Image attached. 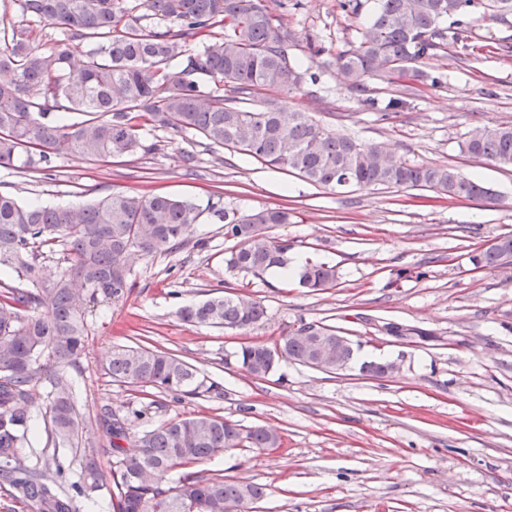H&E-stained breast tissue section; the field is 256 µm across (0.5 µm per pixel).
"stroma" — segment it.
Listing matches in <instances>:
<instances>
[{"label": "stroma", "instance_id": "stroma-1", "mask_svg": "<svg viewBox=\"0 0 512 512\" xmlns=\"http://www.w3.org/2000/svg\"><path fill=\"white\" fill-rule=\"evenodd\" d=\"M342 0H264L288 32V58L317 73L284 96L355 141L382 143L415 164L452 166L474 176L491 198L448 200L427 189L352 187L336 193L252 157L213 148L199 135L146 127L154 153L92 163L66 153L47 170L0 167V192L23 202L76 205L111 193L186 197L240 214L292 210L267 235L293 254L335 266V287L284 286L274 273L235 279L224 255L239 247L223 224L202 214L181 247L133 259L132 286L118 300L88 308L83 355L67 373L78 391V445L58 449L74 481L83 449L95 448L102 473L114 462L97 415L110 407L136 434L195 415H222L275 431L272 452L233 448L193 465L200 475L263 485L251 512H512V273L475 267V248L512 235V168L460 150L476 125L512 124V14L466 17L444 52L423 59L441 86L377 77L357 90L334 59L357 41L376 0L353 14ZM402 96L398 114L383 118ZM194 167H186L185 154ZM262 302L264 321L248 330L191 326L177 314L217 289ZM303 323L334 327L359 342L358 363L397 361L386 378L356 367L329 374L279 361L260 378L235 357L246 343L271 341ZM156 346L182 356L224 387L223 397L179 400L115 382L104 366L114 346ZM50 385L37 384L22 453L36 461L51 432ZM149 407L148 417L135 409Z\"/></svg>", "mask_w": 512, "mask_h": 512}]
</instances>
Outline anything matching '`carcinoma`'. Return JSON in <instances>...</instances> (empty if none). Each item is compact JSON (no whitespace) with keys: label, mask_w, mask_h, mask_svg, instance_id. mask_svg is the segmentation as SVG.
<instances>
[{"label":"carcinoma","mask_w":512,"mask_h":512,"mask_svg":"<svg viewBox=\"0 0 512 512\" xmlns=\"http://www.w3.org/2000/svg\"><path fill=\"white\" fill-rule=\"evenodd\" d=\"M21 15L64 30L49 50L35 45L31 26L0 19V167L19 161L29 169L49 168L63 153L105 162L156 145L142 134L147 124L192 130L222 149L244 153L277 170L296 172L330 190L353 186L422 188L450 199L491 196L482 183L451 166L413 164L383 144L362 145L320 124L308 112H286L267 94H292L304 74L288 62V31L262 0H147L139 13L133 0H15ZM355 45L336 56L349 84L379 76L393 83L394 68L412 69L445 49L449 21L459 26L478 9L512 13V0H377ZM95 46L79 68L69 62L81 41ZM197 41L201 48H190ZM80 112L66 124L55 113ZM461 151L474 159L512 168V124L478 126ZM224 235L243 245L224 255L232 276L261 277L285 267L291 245L264 235L265 224H287L286 208L239 216L213 204ZM202 210L167 194L137 197L112 193L92 205L55 208L24 205L0 193V271L18 284L0 282V483L33 512H74L73 497L61 490L56 458L30 466L19 448L27 442L34 387L51 385L54 442L74 443L81 419L64 368L85 350L89 326L85 305L118 299L129 288L131 258L183 242ZM68 247V266L55 278L42 273L35 245L56 239ZM512 259V237L472 256L477 268ZM336 266H305L297 287L311 292L335 286ZM264 305L226 291L179 309L191 325L249 329L265 317ZM336 336L330 326L303 323L266 343L240 347L236 357L250 374H270L282 358L305 365L314 351L303 332ZM48 353L60 369L42 373ZM112 379L183 398L224 395L223 385L183 358L144 346H116L105 367ZM112 438L110 472L113 512H224L266 494L259 484L187 473L178 485L161 487L171 471L223 455L226 448H276L278 434L245 426L221 415L172 420L132 437L125 420L105 407L100 415ZM99 460L83 451L71 488L79 496L98 487Z\"/></svg>","instance_id":"obj_1"}]
</instances>
